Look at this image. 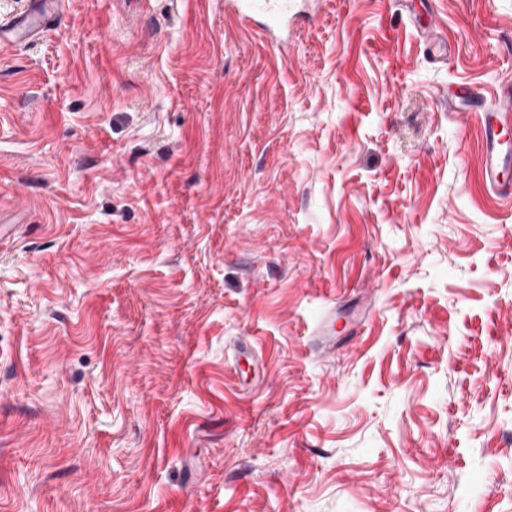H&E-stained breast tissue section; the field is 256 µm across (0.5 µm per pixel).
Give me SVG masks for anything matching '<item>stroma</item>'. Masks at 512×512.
Returning <instances> with one entry per match:
<instances>
[{
	"mask_svg": "<svg viewBox=\"0 0 512 512\" xmlns=\"http://www.w3.org/2000/svg\"><path fill=\"white\" fill-rule=\"evenodd\" d=\"M511 85L512 0L0 46V512H512V202L448 106ZM266 21H257L267 36L274 40L276 49L280 56L288 58L291 44L288 38L283 39L277 36L276 31L279 29L284 17L286 16L287 5L283 0H266Z\"/></svg>",
	"mask_w": 512,
	"mask_h": 512,
	"instance_id": "obj_1",
	"label": "stroma"
}]
</instances>
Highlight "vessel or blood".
I'll list each match as a JSON object with an SVG mask.
<instances>
[{
  "mask_svg": "<svg viewBox=\"0 0 512 512\" xmlns=\"http://www.w3.org/2000/svg\"><path fill=\"white\" fill-rule=\"evenodd\" d=\"M62 0H29L22 14L0 22V43L13 45L30 42L56 19ZM287 11L285 0H266V19L261 24L268 37L274 38L280 56L290 51L288 40L277 37ZM468 108L474 112L483 143L480 176L484 186L498 196L512 193V92L500 91L489 99L472 93Z\"/></svg>",
  "mask_w": 512,
  "mask_h": 512,
  "instance_id": "vessel-or-blood-1",
  "label": "vessel or blood"
}]
</instances>
